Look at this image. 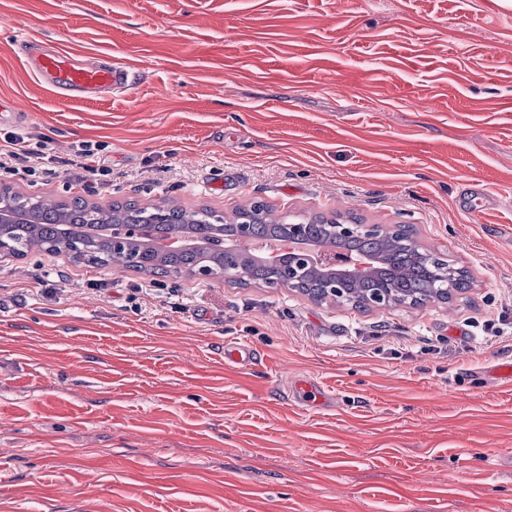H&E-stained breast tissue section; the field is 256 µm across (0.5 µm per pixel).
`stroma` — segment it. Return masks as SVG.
<instances>
[{"instance_id": "35a3bbf8", "label": "stroma", "mask_w": 512, "mask_h": 512, "mask_svg": "<svg viewBox=\"0 0 512 512\" xmlns=\"http://www.w3.org/2000/svg\"><path fill=\"white\" fill-rule=\"evenodd\" d=\"M33 36L133 83L62 98ZM0 104V138L103 146L95 191L0 168L22 194L407 224L470 277L370 312L2 265L0 512H512V381L479 377L512 360V0H0Z\"/></svg>"}]
</instances>
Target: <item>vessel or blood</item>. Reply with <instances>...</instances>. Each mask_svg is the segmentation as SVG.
Here are the masks:
<instances>
[{"label":"vessel or blood","mask_w":512,"mask_h":512,"mask_svg":"<svg viewBox=\"0 0 512 512\" xmlns=\"http://www.w3.org/2000/svg\"><path fill=\"white\" fill-rule=\"evenodd\" d=\"M38 79L61 95L118 92L128 87L131 73L127 67L113 63L92 64L65 51H45L30 45L25 57Z\"/></svg>","instance_id":"1"}]
</instances>
